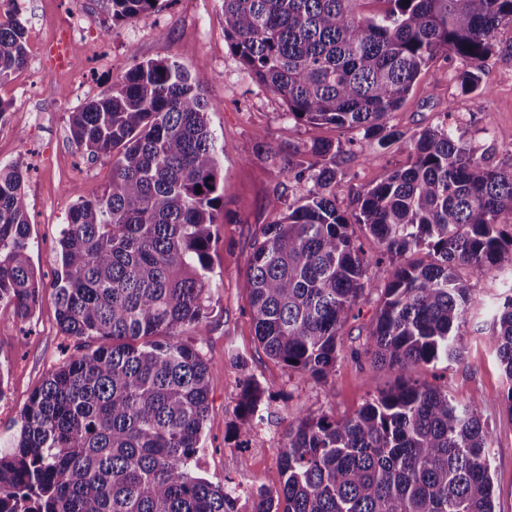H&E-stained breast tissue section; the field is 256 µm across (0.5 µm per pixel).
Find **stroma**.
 <instances>
[{"label": "stroma", "instance_id": "35a3bbf8", "mask_svg": "<svg viewBox=\"0 0 512 512\" xmlns=\"http://www.w3.org/2000/svg\"><path fill=\"white\" fill-rule=\"evenodd\" d=\"M28 32L27 63L4 84L0 98L13 104L0 123V164L26 172L24 191L39 297L28 321L0 318V448L9 446L22 410L59 363L83 346L63 335L56 320L53 284L58 268L56 241L73 205L101 194L112 174L108 158L82 156L71 139L69 116L109 89L134 60L174 59L203 79L210 127L224 152V209L213 256L214 313L202 353L212 378L199 474L215 485L232 483L238 512H252L250 494L278 491L283 477L278 448L290 423L304 417H348L378 390L396 381L395 372L372 365L362 351L368 341L381 282L367 288L339 332L336 373L325 381L297 374L268 358L257 342L248 305L247 272L262 225L273 216L268 201L281 194L295 206L305 185L287 181L259 151L258 143L288 153L313 141L332 143L345 173L336 185V205L352 213L354 197L388 172L409 167L402 142L383 147L360 133L331 124L311 125L289 117L281 98L257 82L224 39L219 0H163L158 11L114 23L95 0H19ZM70 30L72 64L53 72L36 48L57 27ZM482 62V93L463 91L456 75L462 59L439 57L420 76L390 124L414 138L421 130L447 124L476 158L512 173V24L501 26ZM512 269L500 276L470 278L474 308L463 328L467 355L450 367L418 369L420 379L448 385L452 394L479 406L493 431L489 450L495 512H512V412L508 384L496 356L488 305L502 291ZM253 376L276 395L264 421L256 423L248 448L238 449L229 431L238 423L239 381Z\"/></svg>", "mask_w": 512, "mask_h": 512}]
</instances>
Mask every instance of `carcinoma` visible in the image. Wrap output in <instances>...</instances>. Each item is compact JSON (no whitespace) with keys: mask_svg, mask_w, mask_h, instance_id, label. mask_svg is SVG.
Segmentation results:
<instances>
[{"mask_svg":"<svg viewBox=\"0 0 512 512\" xmlns=\"http://www.w3.org/2000/svg\"><path fill=\"white\" fill-rule=\"evenodd\" d=\"M117 23L160 0H97ZM222 0L224 39L288 115L400 140L389 125L422 70L441 55L469 62L462 88L512 0ZM0 83L27 61L18 0H0ZM202 81L175 60L135 63L71 113L91 159L112 158L102 194L77 203L59 238L57 322L97 346L71 354L33 393L10 448L0 449V512H238L236 491L197 474L210 373L199 344L212 314L215 224L224 176ZM414 162L336 207V150L315 141L280 159L310 184L299 205L260 229L249 308L263 352L326 380L338 333L365 288L384 282L370 340L373 363L404 374L355 415L299 418L279 448L281 489L252 494V512H495L493 431L448 385L413 376L465 358L472 307L467 276L512 263V174L473 157L442 124L405 144ZM378 245L365 258L357 232ZM23 175L0 166V317L25 321L37 301ZM512 413V283L491 310ZM193 331L196 340L180 339ZM273 395L241 382L237 447Z\"/></svg>","mask_w":512,"mask_h":512,"instance_id":"carcinoma-1","label":"carcinoma"}]
</instances>
